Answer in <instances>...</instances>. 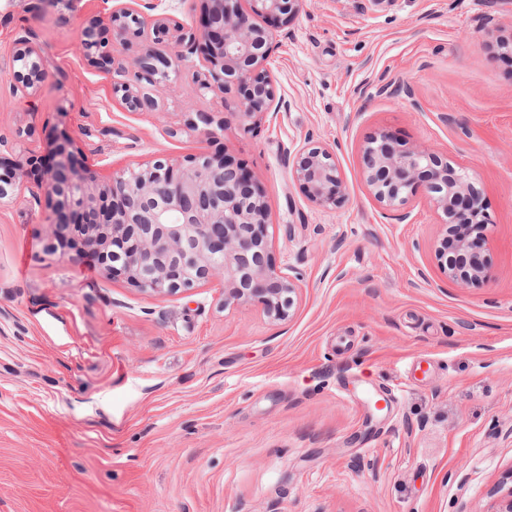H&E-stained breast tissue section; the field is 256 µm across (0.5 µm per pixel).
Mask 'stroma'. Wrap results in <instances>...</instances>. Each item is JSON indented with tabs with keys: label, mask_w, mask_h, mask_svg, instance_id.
Segmentation results:
<instances>
[{
	"label": "stroma",
	"mask_w": 512,
	"mask_h": 512,
	"mask_svg": "<svg viewBox=\"0 0 512 512\" xmlns=\"http://www.w3.org/2000/svg\"><path fill=\"white\" fill-rule=\"evenodd\" d=\"M113 0H0V176L69 139L99 178L227 154L270 203L290 317L225 306L224 283L150 296L56 247L41 175L0 200V512H495L512 484V0H304L270 22L282 108L243 130L191 57L132 111L94 63ZM31 34L47 79L12 62ZM404 92L388 94L387 82ZM223 114L217 139L193 126ZM423 145L480 189L486 279L448 280L442 215L404 216L366 183L380 133ZM336 153L348 201L291 176ZM292 177L308 200L318 208L336 210L347 200L336 158L326 148L303 150L293 165Z\"/></svg>",
	"instance_id": "obj_1"
}]
</instances>
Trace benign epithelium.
<instances>
[{"label": "benign epithelium", "instance_id": "7a95c632", "mask_svg": "<svg viewBox=\"0 0 512 512\" xmlns=\"http://www.w3.org/2000/svg\"><path fill=\"white\" fill-rule=\"evenodd\" d=\"M248 8L242 7V2ZM304 0H203L198 26L178 27L173 57L144 42L128 66H114L108 51L97 67L112 79L121 103L131 110L154 106L149 89L177 81L180 66L203 50L208 74L199 90L216 86L234 94L240 125L247 128L279 112L267 64L273 34L257 22L271 17L286 24ZM112 43L119 49L130 38L169 33L162 18L147 20L126 8L111 11ZM13 57L27 70L22 83L32 88L45 81L42 49L28 36L16 40ZM45 171L50 214L46 223L55 239L64 224H79L83 237L74 242L95 249L112 248L114 277L142 293L157 296L189 290L200 282L224 277V306L257 303L268 316L289 317L298 278L278 270L268 248L269 203L254 176L231 158L199 155L186 163L156 161L138 169H117L106 183L87 167L74 168L65 150ZM366 182L374 198L389 210L404 207L423 187L442 214L444 237L435 250L449 280L475 285L485 277L483 256L487 217L480 191L464 172L424 147L398 148L384 133L364 148ZM292 177L318 208L336 210L347 200L336 158L323 147H310L298 157Z\"/></svg>", "mask_w": 512, "mask_h": 512}]
</instances>
